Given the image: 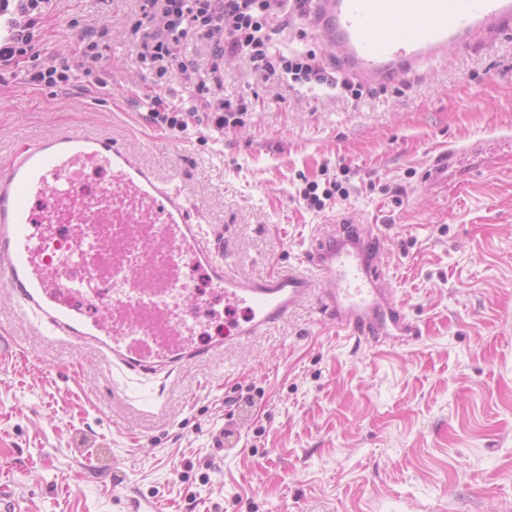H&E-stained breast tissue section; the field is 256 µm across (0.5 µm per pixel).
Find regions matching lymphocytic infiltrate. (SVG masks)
Returning a JSON list of instances; mask_svg holds the SVG:
<instances>
[{
  "instance_id": "f902f5d3",
  "label": "lymphocytic infiltrate",
  "mask_w": 512,
  "mask_h": 512,
  "mask_svg": "<svg viewBox=\"0 0 512 512\" xmlns=\"http://www.w3.org/2000/svg\"><path fill=\"white\" fill-rule=\"evenodd\" d=\"M47 0H0V66L30 61L29 84L56 87L69 84L76 71L100 63L96 43H89L81 59L73 63L41 60L36 33L45 18ZM139 14L132 35L139 43L138 58L155 70L157 77L186 73L184 44L204 41L212 61L224 57L247 58L252 73L266 82L314 83L331 89L339 83L313 54L275 48L271 22L309 12L310 0H139Z\"/></svg>"
}]
</instances>
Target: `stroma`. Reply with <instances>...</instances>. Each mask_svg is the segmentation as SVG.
Segmentation results:
<instances>
[{
	"mask_svg": "<svg viewBox=\"0 0 512 512\" xmlns=\"http://www.w3.org/2000/svg\"><path fill=\"white\" fill-rule=\"evenodd\" d=\"M138 0H51L41 57L94 41L112 78L47 88L0 68V166L20 140L64 128L112 137L176 183L236 273L299 266L327 218L380 231L395 298L424 325L407 346L337 335L306 301L288 319L178 373H109L87 350L16 316L23 357L0 369V512H512V29L449 50L360 101L264 85L227 57L162 86L169 103L246 99L240 125L182 136L142 105L151 81L129 28ZM283 49L336 62L311 19ZM481 144L494 170L428 191L448 146ZM347 201L315 211L308 182ZM197 331L239 321L209 286L184 298ZM328 188H325L322 191V197L317 193L319 189V184L315 181H312L307 184L304 191L301 193V197L306 202V204L310 208L315 209H323L326 206V201L333 202L334 204L337 201H345L348 199L350 192L346 187H343L341 182L329 181Z\"/></svg>",
	"mask_w": 512,
	"mask_h": 512,
	"instance_id": "obj_1",
	"label": "stroma"
}]
</instances>
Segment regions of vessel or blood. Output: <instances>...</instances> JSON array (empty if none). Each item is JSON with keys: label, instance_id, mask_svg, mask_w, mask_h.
I'll return each mask as SVG.
<instances>
[{"label": "vessel or blood", "instance_id": "1", "mask_svg": "<svg viewBox=\"0 0 512 512\" xmlns=\"http://www.w3.org/2000/svg\"><path fill=\"white\" fill-rule=\"evenodd\" d=\"M313 5L323 39L370 85L446 57L450 46L468 37L512 27V0H313ZM457 155L453 148L439 154L427 182L446 184ZM99 222L143 225L150 247L173 256L159 285L128 295L112 292L108 304L124 324L121 336L92 311L100 299L99 276L72 264L84 247L76 226ZM56 239L69 242V261L57 263L47 255L45 243ZM376 239L364 227L334 225L314 235L303 256L305 271L242 277L177 186L160 180L112 137L69 129L35 142L22 140L0 170V283L19 315L36 318L50 335L76 340L125 374H172L284 322L308 300L345 336L375 343L419 340L418 321L393 298L389 282L362 248ZM196 270L225 306L248 311L243 322L205 344L194 341L188 317L175 316L171 308Z\"/></svg>", "mask_w": 512, "mask_h": 512}]
</instances>
